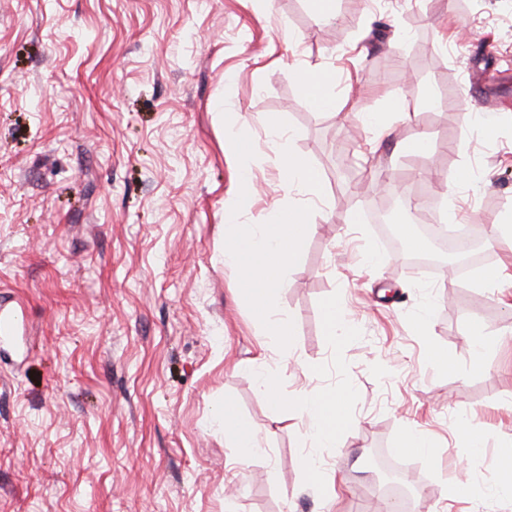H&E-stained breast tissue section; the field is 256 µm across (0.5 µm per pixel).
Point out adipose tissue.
I'll list each match as a JSON object with an SVG mask.
<instances>
[{"mask_svg":"<svg viewBox=\"0 0 512 512\" xmlns=\"http://www.w3.org/2000/svg\"><path fill=\"white\" fill-rule=\"evenodd\" d=\"M282 175L286 185L319 196L321 181L315 169L304 159L284 148L280 151ZM254 191L251 179L240 186V201L225 208L231 222L224 227V263L235 268L242 282L241 293L264 323L268 338L289 343L292 325L275 309L272 293L283 287L281 270L303 251L313 229L304 212L296 208L279 210L272 224H243L242 199ZM308 418L310 439L323 446L335 443L343 423L340 400L333 394L312 393L301 402Z\"/></svg>","mask_w":512,"mask_h":512,"instance_id":"1","label":"adipose tissue"}]
</instances>
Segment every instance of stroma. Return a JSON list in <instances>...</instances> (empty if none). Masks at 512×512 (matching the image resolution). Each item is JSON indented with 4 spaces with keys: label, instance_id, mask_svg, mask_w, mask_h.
<instances>
[{
    "label": "stroma",
    "instance_id": "obj_1",
    "mask_svg": "<svg viewBox=\"0 0 512 512\" xmlns=\"http://www.w3.org/2000/svg\"><path fill=\"white\" fill-rule=\"evenodd\" d=\"M335 2L321 25L309 0H0V309L29 318L0 343V512H380L366 455L410 425L434 449L402 462L414 512H512L485 496L512 446V236L486 249L502 282H459L444 261L405 269L358 220L366 205L322 139L340 135L359 186L387 171L457 223H503L512 0ZM304 69L340 113L310 108ZM467 109L492 133L469 130ZM372 116L394 127L374 151ZM228 118L256 154L225 149ZM274 125L320 173V198L285 191ZM420 134L429 151L405 150ZM246 172L248 223L290 204L314 226L273 295L287 348L265 341L224 265V210ZM258 363L285 406L259 395ZM311 391L346 397L335 445L307 436L295 402ZM228 400L261 441L244 462L217 423ZM311 456L335 501L310 483Z\"/></svg>",
    "mask_w": 512,
    "mask_h": 512
}]
</instances>
